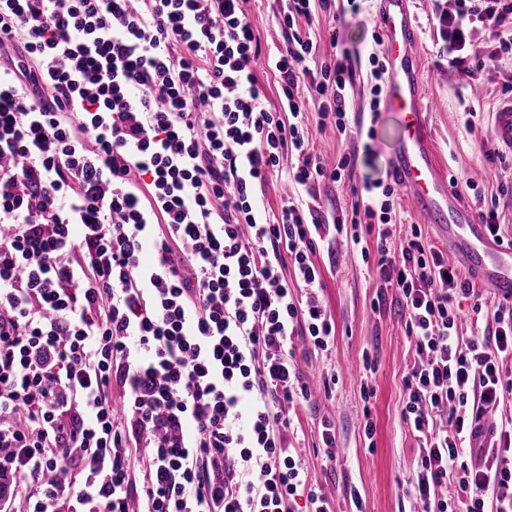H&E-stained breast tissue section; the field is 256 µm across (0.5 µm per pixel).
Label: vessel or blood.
<instances>
[{"mask_svg": "<svg viewBox=\"0 0 512 512\" xmlns=\"http://www.w3.org/2000/svg\"><path fill=\"white\" fill-rule=\"evenodd\" d=\"M375 21L387 65L384 107L400 114L405 128L391 165L405 201L435 225L477 286L512 300V247L490 235L486 224L449 185L448 174L433 152L410 0H377ZM492 135L498 145L512 151V98L495 112Z\"/></svg>", "mask_w": 512, "mask_h": 512, "instance_id": "b4317fda", "label": "vessel or blood"}]
</instances>
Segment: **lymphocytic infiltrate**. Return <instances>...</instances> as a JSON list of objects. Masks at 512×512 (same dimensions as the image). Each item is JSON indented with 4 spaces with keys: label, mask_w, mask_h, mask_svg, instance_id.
Instances as JSON below:
<instances>
[{
    "label": "lymphocytic infiltrate",
    "mask_w": 512,
    "mask_h": 512,
    "mask_svg": "<svg viewBox=\"0 0 512 512\" xmlns=\"http://www.w3.org/2000/svg\"><path fill=\"white\" fill-rule=\"evenodd\" d=\"M247 3L0 0V512L19 497L28 512H129L134 497L141 512H295L300 490L308 512H326L282 430L284 405L307 396L289 342L324 351L335 335L295 294L320 284L314 257L332 230L374 262L414 338L410 494L422 512H512V426L475 445L512 400V303L462 336L454 298L483 294L419 227L394 240L393 178L358 182L355 156L330 170L310 153L316 127L374 138L351 117L360 77L380 110L378 51L334 35L333 58L310 64L313 27L336 0H289L284 47L267 59ZM429 7L449 67L479 58L466 38L476 22L512 52V0ZM310 107L313 128L300 120ZM287 150L301 159L294 185L349 183L350 210L330 220L290 196L269 213L262 197ZM70 467L79 480L48 481ZM446 483L460 496L440 495Z\"/></svg>",
    "instance_id": "lymphocytic-infiltrate-1"
}]
</instances>
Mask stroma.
<instances>
[{
  "label": "stroma",
  "mask_w": 512,
  "mask_h": 512,
  "mask_svg": "<svg viewBox=\"0 0 512 512\" xmlns=\"http://www.w3.org/2000/svg\"><path fill=\"white\" fill-rule=\"evenodd\" d=\"M286 0H250L249 20L263 52L282 47L278 17ZM418 15V54L424 73V102L432 144L445 162L455 186L470 207H477V193L498 194L496 223L512 240V152L493 140L494 114L512 85V57L500 54L499 44L481 23H474L469 40L483 56L495 57L496 70L477 67L459 72L450 69L437 45L433 24L423 0H414ZM376 4L365 0L360 14H346L333 22L320 17L314 32L317 60L333 53L330 31H337L346 45L372 50L376 31ZM314 130L310 148L327 162L343 154L358 158L356 178H377L391 167L403 130L394 113L379 112L374 140L338 138L334 129H318L314 110L303 114ZM506 193H499V186ZM323 286L315 294L332 316L336 335L328 350L316 351L293 339L294 362L312 395L285 409L290 425L284 434L295 448L309 480L323 491L330 512H420L407 494L406 483L416 470L419 441L402 419L404 378L416 357L398 311L376 312V275L372 265L355 254L349 240L335 238L330 249L314 258ZM374 391L363 400L362 383ZM336 425V443L326 450L322 421ZM373 422V438H365V422Z\"/></svg>",
  "instance_id": "stroma-1"
}]
</instances>
